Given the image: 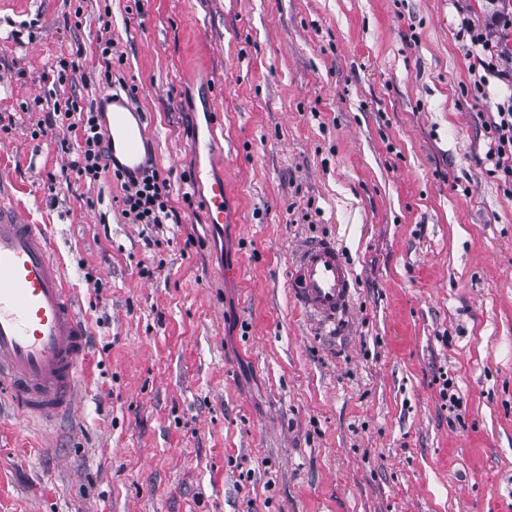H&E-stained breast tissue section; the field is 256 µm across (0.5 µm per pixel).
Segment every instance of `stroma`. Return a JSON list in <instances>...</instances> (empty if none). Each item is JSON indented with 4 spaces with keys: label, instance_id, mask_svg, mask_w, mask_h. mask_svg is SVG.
<instances>
[{
    "label": "stroma",
    "instance_id": "1",
    "mask_svg": "<svg viewBox=\"0 0 512 512\" xmlns=\"http://www.w3.org/2000/svg\"><path fill=\"white\" fill-rule=\"evenodd\" d=\"M504 15L512 0L0 4V203L47 227L90 331L74 414L0 398V512H512V183L488 154L512 86L463 35L510 68ZM102 38L179 223H130L113 176L60 177L77 146L47 117L99 104ZM211 111L212 166L191 143ZM205 166L227 184L219 227ZM308 237L336 238L355 276L336 328L288 293ZM467 34L470 36V40L472 43L481 46L484 52L488 53V60H481L482 66L485 70L496 71L503 73L504 70L499 71L498 59L502 61V53L498 52L497 46H493L492 43L488 42L487 34L482 31H476L472 28L467 29Z\"/></svg>",
    "mask_w": 512,
    "mask_h": 512
}]
</instances>
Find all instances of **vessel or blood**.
I'll use <instances>...</instances> for the list:
<instances>
[{"instance_id": "vessel-or-blood-1", "label": "vessel or blood", "mask_w": 512, "mask_h": 512, "mask_svg": "<svg viewBox=\"0 0 512 512\" xmlns=\"http://www.w3.org/2000/svg\"><path fill=\"white\" fill-rule=\"evenodd\" d=\"M146 120L113 95L106 137L112 156L130 174L146 164ZM212 224L228 220L223 179L205 198ZM293 301L323 325L347 309L353 273L335 240L311 239L297 247L288 269ZM88 350L71 290L48 233L22 209L0 204V390L20 400L26 416L52 420L74 411L79 369Z\"/></svg>"}]
</instances>
